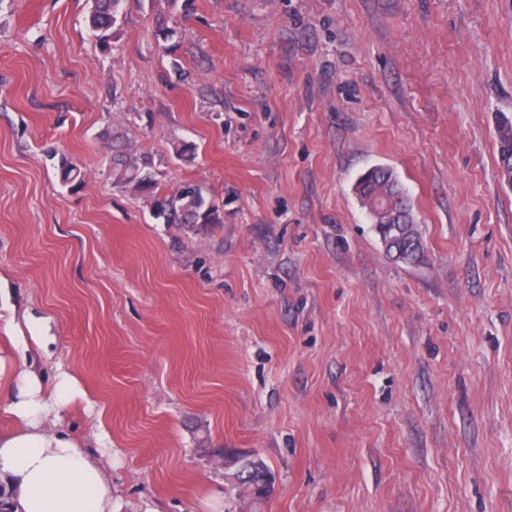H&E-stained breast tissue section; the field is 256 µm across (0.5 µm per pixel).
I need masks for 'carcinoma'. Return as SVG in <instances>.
Returning a JSON list of instances; mask_svg holds the SVG:
<instances>
[{"label":"carcinoma","mask_w":512,"mask_h":512,"mask_svg":"<svg viewBox=\"0 0 512 512\" xmlns=\"http://www.w3.org/2000/svg\"><path fill=\"white\" fill-rule=\"evenodd\" d=\"M127 0H92L89 11V25L99 33L101 43H108L112 28L122 18V5ZM499 169L504 179L512 183V119L504 117L497 126ZM112 182L147 193H154L156 179L146 163L130 149L112 147L110 156ZM61 179L71 189L79 188L84 182L81 170L66 157L59 159ZM355 190L362 206L373 211L383 220L375 225L382 246L394 261L415 265L424 260V242L419 225L416 224L412 204L402 188L397 175L386 166H374L359 176ZM153 214L166 224H184L192 231H198L220 222L218 207L203 194L201 188L183 185L176 191L151 200ZM242 477L249 483H260L271 477L267 465L258 457L240 460Z\"/></svg>","instance_id":"1"}]
</instances>
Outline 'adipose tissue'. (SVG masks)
I'll use <instances>...</instances> for the list:
<instances>
[{
  "label": "adipose tissue",
  "mask_w": 512,
  "mask_h": 512,
  "mask_svg": "<svg viewBox=\"0 0 512 512\" xmlns=\"http://www.w3.org/2000/svg\"><path fill=\"white\" fill-rule=\"evenodd\" d=\"M5 347L0 348V504L6 512H113L112 485L90 452L68 433H47L45 420L81 396L76 380L58 371L52 389L31 350L48 351L49 321L14 307L0 312Z\"/></svg>",
  "instance_id": "1"
}]
</instances>
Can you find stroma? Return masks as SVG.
<instances>
[{
    "label": "stroma",
    "instance_id": "stroma-1",
    "mask_svg": "<svg viewBox=\"0 0 512 512\" xmlns=\"http://www.w3.org/2000/svg\"><path fill=\"white\" fill-rule=\"evenodd\" d=\"M90 7L0 0V289L49 319L85 396L45 428L103 429L114 512H240L249 455L252 512H512V0H130L106 48ZM116 137L222 223L114 186ZM377 165L425 264L354 193ZM499 169L508 183H512V119L503 117L497 126ZM355 190L367 212L373 211L382 221H396V224H374L386 254L407 265L422 263V233L416 224L411 201L394 171L386 166L371 167L359 176ZM368 215L371 218L369 212ZM240 466H243L242 477L251 485L261 483L265 478L271 481L272 476L267 465L258 457L242 458L239 462Z\"/></svg>",
    "mask_w": 512,
    "mask_h": 512
}]
</instances>
